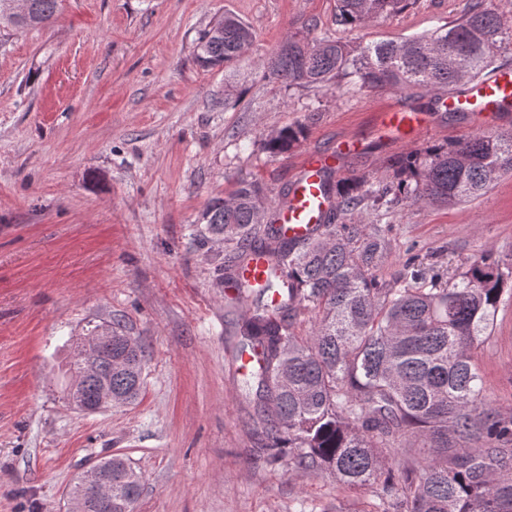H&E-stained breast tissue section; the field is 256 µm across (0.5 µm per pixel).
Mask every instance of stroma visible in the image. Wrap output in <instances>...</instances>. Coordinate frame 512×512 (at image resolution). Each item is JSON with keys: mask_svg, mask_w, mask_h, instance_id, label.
Returning <instances> with one entry per match:
<instances>
[{"mask_svg": "<svg viewBox=\"0 0 512 512\" xmlns=\"http://www.w3.org/2000/svg\"><path fill=\"white\" fill-rule=\"evenodd\" d=\"M467 0H414L359 31L336 0H61L46 27L0 33V512H66L75 478L118 454L140 472L135 512H360L366 497L321 471L259 452L260 429L228 323L243 314L224 278L231 252L202 220L237 180L277 199L301 158L359 143L337 174L384 175L412 150L512 127L435 111L415 91L294 87L263 68L288 35L399 40L461 16ZM232 13L253 30L229 69L195 58L201 32ZM419 113L414 138L379 114ZM302 123L287 153L270 134ZM392 279L407 253L456 270L483 251L512 262V174L453 206L391 207ZM122 322L145 346L138 399L98 413L67 399L72 344ZM476 364L489 402L512 410V298Z\"/></svg>", "mask_w": 512, "mask_h": 512, "instance_id": "obj_1", "label": "stroma"}]
</instances>
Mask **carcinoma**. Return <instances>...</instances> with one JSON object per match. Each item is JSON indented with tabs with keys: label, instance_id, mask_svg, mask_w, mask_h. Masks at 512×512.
<instances>
[{
	"label": "carcinoma",
	"instance_id": "cac0c4a2",
	"mask_svg": "<svg viewBox=\"0 0 512 512\" xmlns=\"http://www.w3.org/2000/svg\"><path fill=\"white\" fill-rule=\"evenodd\" d=\"M18 17L0 0V26H44L58 0H25ZM410 0H336V24L360 29L398 13ZM512 25L494 0H470L448 26L401 41L350 44L322 37L285 39L265 75L286 86L325 87L355 77L371 91L396 88L438 96L480 77L496 60ZM253 43L237 17H217L198 38L203 67H227ZM302 123L267 138L283 154L304 140ZM392 174L366 175L323 190L334 205L307 239L283 236L274 202L256 182L241 180L224 200L208 203L203 219L237 254L231 276L246 306L240 352L257 366L245 375L263 428V449L288 457L295 470H322L347 492L371 496L368 512H512V413L489 405L475 355L512 291V263L486 251L456 270L426 268L413 254L386 282L380 269L390 249L382 224L356 213L360 203L454 205L476 198L512 172V130L468 135L446 146L397 158ZM265 257L262 278L240 271ZM312 314L309 335L297 319ZM112 339L76 343L69 399L81 411L101 402L131 403L143 385L141 341L116 323ZM112 478V497L87 496L90 477ZM141 477L112 456L79 475L70 492L88 512H133Z\"/></svg>",
	"mask_w": 512,
	"mask_h": 512
}]
</instances>
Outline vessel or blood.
Returning <instances> with one entry per match:
<instances>
[{
  "label": "vessel or blood",
  "instance_id": "obj_1",
  "mask_svg": "<svg viewBox=\"0 0 512 512\" xmlns=\"http://www.w3.org/2000/svg\"><path fill=\"white\" fill-rule=\"evenodd\" d=\"M448 111L468 112L488 119L512 112V69L504 67L486 77L462 83L444 97ZM356 142L347 141L337 154H306L287 203L280 208L279 222L288 238L302 239L321 224L333 199L323 193L325 175L340 165L343 155L355 151Z\"/></svg>",
  "mask_w": 512,
  "mask_h": 512
}]
</instances>
